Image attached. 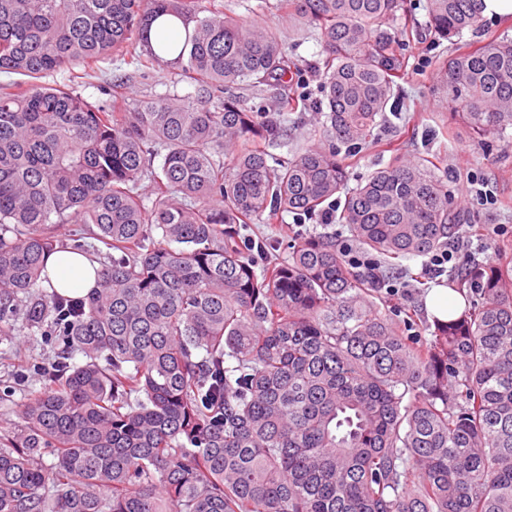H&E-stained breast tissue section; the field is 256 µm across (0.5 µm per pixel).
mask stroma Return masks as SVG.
Instances as JSON below:
<instances>
[{
	"instance_id": "35a3bbf8",
	"label": "stroma",
	"mask_w": 512,
	"mask_h": 512,
	"mask_svg": "<svg viewBox=\"0 0 512 512\" xmlns=\"http://www.w3.org/2000/svg\"><path fill=\"white\" fill-rule=\"evenodd\" d=\"M198 5L203 9L217 6L226 14L264 25L282 20L281 0H198ZM282 41L297 66L289 95L311 102L320 99L325 54L318 29L308 25L287 29ZM454 50L453 42L427 30L406 43L403 52L408 65L398 81L394 109L376 127L374 139L345 156L347 186L355 188L396 154L408 161L430 159L447 185L452 208L467 222L458 247L459 260L512 262V138L477 137L461 114L454 112L441 80V67ZM41 82L74 86L82 97L100 103L111 101L117 88L130 104L196 92L195 84L179 75L156 70L143 74L120 57L100 61L91 70L76 63L42 77ZM283 125L285 135L269 148L274 157L287 160L296 153L330 144L324 132L325 115L312 106L288 113ZM248 233L274 241L281 248L309 234L326 233L340 242L353 238L346 225L328 224L319 218L300 224L290 213L284 214L279 224L251 225ZM398 263L410 276L406 288L391 301L396 307L414 311L411 331L419 335L429 319L425 298L432 288L447 286L448 277L430 272L426 256L409 255L399 258ZM58 348L57 337L47 331L19 327L12 335L0 337L1 429L19 424L21 404L31 393L41 391L40 373Z\"/></svg>"
}]
</instances>
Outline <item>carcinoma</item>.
Listing matches in <instances>:
<instances>
[{
    "mask_svg": "<svg viewBox=\"0 0 512 512\" xmlns=\"http://www.w3.org/2000/svg\"><path fill=\"white\" fill-rule=\"evenodd\" d=\"M428 2L442 39L481 22V0ZM284 18L320 30L315 106L331 147L271 164L296 101L280 93L259 115L203 96L283 85L295 63L277 28L202 16L195 0H0V72L39 78L117 54L199 90L137 105L0 90V335L20 320L62 342L0 435V512H512L508 267L459 266L468 305L407 336L333 237L272 258L241 234L338 209L360 244L396 258L461 228L424 158L338 200L339 152L372 135L406 69L409 26L388 27L406 0H287ZM443 80L477 136L512 132V38L457 49ZM74 216L95 242L59 231ZM59 249L102 258L90 294L40 291Z\"/></svg>",
    "mask_w": 512,
    "mask_h": 512,
    "instance_id": "1",
    "label": "carcinoma"
}]
</instances>
